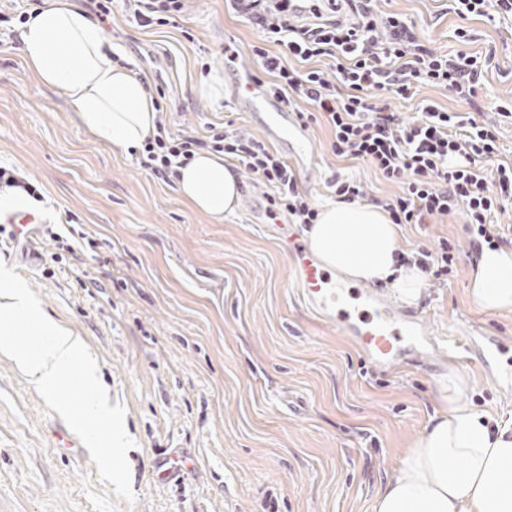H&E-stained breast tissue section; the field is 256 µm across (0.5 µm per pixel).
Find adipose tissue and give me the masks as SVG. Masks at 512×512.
<instances>
[{
  "instance_id": "adipose-tissue-1",
  "label": "adipose tissue",
  "mask_w": 512,
  "mask_h": 512,
  "mask_svg": "<svg viewBox=\"0 0 512 512\" xmlns=\"http://www.w3.org/2000/svg\"><path fill=\"white\" fill-rule=\"evenodd\" d=\"M20 39L34 78L65 90L79 124L98 141L126 151L153 134L157 112L145 82L113 63L111 41L76 0H51L22 24ZM176 185L193 210L216 220L233 213L241 197L237 173L210 151L195 153ZM306 234L328 268L356 282L384 284L408 306L421 298L425 274L402 263L399 227L382 208L324 206ZM469 297L488 311H512V249L483 248ZM440 390L447 409L404 454L374 512H512V425L489 427L483 414L463 406L457 372H449Z\"/></svg>"
}]
</instances>
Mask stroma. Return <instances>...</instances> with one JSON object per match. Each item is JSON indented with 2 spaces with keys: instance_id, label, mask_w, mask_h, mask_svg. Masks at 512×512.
Instances as JSON below:
<instances>
[{
  "instance_id": "stroma-1",
  "label": "stroma",
  "mask_w": 512,
  "mask_h": 512,
  "mask_svg": "<svg viewBox=\"0 0 512 512\" xmlns=\"http://www.w3.org/2000/svg\"><path fill=\"white\" fill-rule=\"evenodd\" d=\"M383 7L416 21L438 53L458 50L462 26L475 35L472 50L495 54L476 104L425 87L395 101L396 110L414 116L423 99L456 112L478 108L512 150V117L494 110L512 104V31L459 18L451 0ZM104 30L148 88L165 93L171 133L229 123L260 135L230 93L201 91L211 77L230 83L225 47L240 67L258 70V35L225 0H188L177 27L149 33L119 6ZM310 131L317 164L299 186L315 206L334 202L326 181L336 171L367 194L397 193L371 168L337 159L324 126ZM0 161L38 186L43 199L31 212L52 229L20 246L0 234V263L84 339L135 442L129 504L99 479L83 444L64 447L65 422L0 356V512H374L406 448L445 407L438 381L448 371L465 379L463 403L491 423H512V389L494 385L453 337L475 324L512 342V312L482 310L468 297L476 254L462 215L401 225L405 250H434L445 239L457 266L447 282L428 281L417 307L440 351L375 374L355 338L300 301L291 242L253 221L254 209L269 207L264 187L242 183L240 204L224 220L196 213L176 184L87 133L64 91L33 78L14 23L0 24ZM70 213L76 223H66Z\"/></svg>"
}]
</instances>
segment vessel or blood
Returning a JSON list of instances; mask_svg holds the SVG:
<instances>
[{
    "instance_id": "obj_1",
    "label": "vessel or blood",
    "mask_w": 512,
    "mask_h": 512,
    "mask_svg": "<svg viewBox=\"0 0 512 512\" xmlns=\"http://www.w3.org/2000/svg\"><path fill=\"white\" fill-rule=\"evenodd\" d=\"M232 89L239 107L257 118L263 132L289 162L302 170L314 166L316 149L307 128L264 83L248 77L237 80ZM292 244L300 257L294 282L302 299L315 313L334 321L338 330L357 337L373 366L388 369L413 349L415 341H427L422 317L405 314L387 300L368 294L364 306L346 304L345 281L333 275L302 238H293ZM461 344L474 349L480 364L490 369L494 382L512 386V375L495 368L502 348L499 337L476 328L464 332Z\"/></svg>"
}]
</instances>
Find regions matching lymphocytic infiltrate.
<instances>
[{
    "label": "lymphocytic infiltrate",
    "mask_w": 512,
    "mask_h": 512,
    "mask_svg": "<svg viewBox=\"0 0 512 512\" xmlns=\"http://www.w3.org/2000/svg\"><path fill=\"white\" fill-rule=\"evenodd\" d=\"M187 0H124L138 26H173ZM293 0H230L236 16L259 32L252 56L270 77L269 88L289 108L308 106L304 122H322L332 133L331 153L370 165L400 191L372 199L392 223L422 224L462 214L475 249L507 244L495 214L512 208V160L504 157L498 127L433 103L406 119L393 101L414 87L443 89L472 101L490 58L463 48L436 53L419 38L414 21L378 9L376 0H309V13H293ZM238 162L253 183L269 189L268 202L293 223H315L318 211L295 171L276 150L251 134L210 123L205 134L172 135L157 121L139 151L149 174L173 182L197 150Z\"/></svg>",
    "instance_id": "lymphocytic-infiltrate-1"
}]
</instances>
